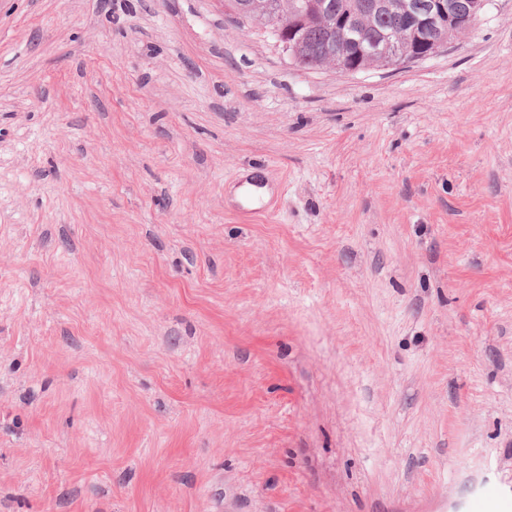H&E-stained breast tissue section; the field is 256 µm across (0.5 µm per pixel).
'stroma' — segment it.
I'll list each match as a JSON object with an SVG mask.
<instances>
[{
  "instance_id": "35a3bbf8",
  "label": "stroma",
  "mask_w": 512,
  "mask_h": 512,
  "mask_svg": "<svg viewBox=\"0 0 512 512\" xmlns=\"http://www.w3.org/2000/svg\"><path fill=\"white\" fill-rule=\"evenodd\" d=\"M0 512H512V0L352 74L0 0Z\"/></svg>"
}]
</instances>
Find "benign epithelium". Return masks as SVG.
Instances as JSON below:
<instances>
[{
  "label": "benign epithelium",
  "instance_id": "benign-epithelium-1",
  "mask_svg": "<svg viewBox=\"0 0 512 512\" xmlns=\"http://www.w3.org/2000/svg\"><path fill=\"white\" fill-rule=\"evenodd\" d=\"M407 15L409 32L399 33L390 38L382 46H362L359 54L364 66L375 65L389 61L393 66L422 61L438 54L447 46V41L438 36L442 24H448V32L452 36L460 34L455 25V0H429L426 8L417 9L412 0L402 4ZM364 22V16L352 15L342 17L338 21L341 30V42L356 40L358 29ZM323 66L338 73L350 74L357 68L349 66L345 54L337 50L326 56Z\"/></svg>",
  "mask_w": 512,
  "mask_h": 512
}]
</instances>
